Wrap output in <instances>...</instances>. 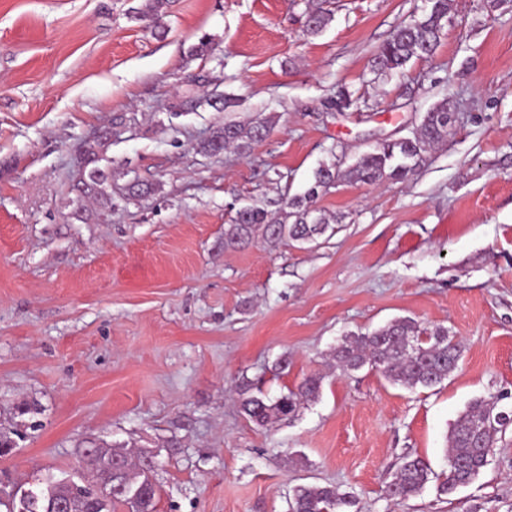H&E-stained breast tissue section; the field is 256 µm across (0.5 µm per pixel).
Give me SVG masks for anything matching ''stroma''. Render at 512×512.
I'll list each match as a JSON object with an SVG mask.
<instances>
[{"instance_id":"1","label":"stroma","mask_w":512,"mask_h":512,"mask_svg":"<svg viewBox=\"0 0 512 512\" xmlns=\"http://www.w3.org/2000/svg\"><path fill=\"white\" fill-rule=\"evenodd\" d=\"M317 2L171 0L158 38L140 0H0V487L78 475L97 442L154 455L156 512H287L300 485L346 512H512V426L470 485L387 493L404 455L446 472L469 401L512 392V0H451L435 53L386 76L374 54L428 0H328L311 35ZM441 103L456 128L408 178L321 192L335 234L225 248L239 208L279 213ZM267 120L248 152L198 148ZM104 132L112 180L80 198ZM135 180L156 192L129 198ZM403 317L462 343L442 384L337 369L346 335ZM310 375L321 394L294 419L242 413V381L273 399Z\"/></svg>"}]
</instances>
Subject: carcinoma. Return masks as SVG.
Masks as SVG:
<instances>
[{
    "mask_svg": "<svg viewBox=\"0 0 512 512\" xmlns=\"http://www.w3.org/2000/svg\"><path fill=\"white\" fill-rule=\"evenodd\" d=\"M169 0H141L139 7L131 10V18L148 21L159 27L164 8ZM449 0H430V9L419 19L399 26L376 52L374 70L380 73L402 72L414 58L430 56L435 51L442 31V22L448 17ZM331 21L330 11L317 5L306 15V30L311 34L321 32ZM449 110L447 104L430 109L416 132L402 140L385 141L359 158L346 170L321 167L315 181L302 197L289 203V210L272 217L264 208L251 205L238 209L234 223L224 231V247H244L255 239H262L272 246L283 241L313 242L331 228L329 220L313 207L320 191L344 178L352 183L378 184L386 179H404L427 159L431 148L448 137ZM272 121L251 125L227 122L213 135L199 144L204 154H217L233 146L243 152L269 131ZM112 179V174L93 166L87 179L82 181L79 193L83 197H96L99 186ZM462 350L450 336L448 328L423 327L411 318L396 319L387 325L364 334L351 335L339 344L333 358L344 372H354L370 365L378 369L390 383L415 389L432 388L457 369ZM322 377L305 378L297 390H290L275 399L267 397L252 383L238 386L243 413L257 426L282 419H290L308 402L319 397ZM512 399V393L500 392L488 398L471 400L465 411L456 419L448 434L446 453L448 473L439 485V491L451 494L458 488L472 483L490 464L494 448L505 431L499 419V404ZM124 460L121 479L127 492L108 499L94 485L50 482L39 490L36 500L28 491L13 493L3 499L0 506L6 512H53L57 499L68 498L73 512H116L119 507L132 512H155L156 485L150 470L143 463L132 460L126 452L112 450L98 461L97 481L110 473L111 458ZM431 470L419 457H407L399 466L394 480L388 486V495L408 499L417 495L428 483ZM345 496L332 486H298L293 499L288 502V512H340L347 505Z\"/></svg>",
    "mask_w": 512,
    "mask_h": 512,
    "instance_id": "1",
    "label": "carcinoma"
}]
</instances>
